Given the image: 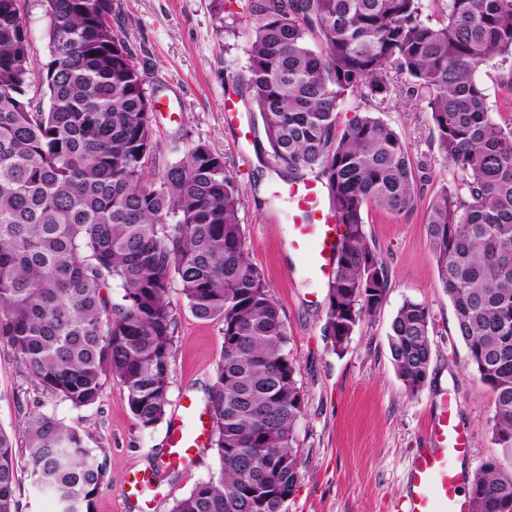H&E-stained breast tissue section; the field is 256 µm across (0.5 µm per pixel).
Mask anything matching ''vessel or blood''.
<instances>
[{"label": "vessel or blood", "instance_id": "1", "mask_svg": "<svg viewBox=\"0 0 512 512\" xmlns=\"http://www.w3.org/2000/svg\"><path fill=\"white\" fill-rule=\"evenodd\" d=\"M292 207L290 246L307 257L310 273L330 279L335 268L339 226L331 209L322 203L320 181L298 179L283 189ZM430 433L435 447L424 449L410 464L409 491L400 512H471L468 487L472 473L467 466L472 456L471 432L460 419V405L449 398L442 401ZM210 436L205 407L185 396L171 418L162 468H178L193 462Z\"/></svg>", "mask_w": 512, "mask_h": 512}]
</instances>
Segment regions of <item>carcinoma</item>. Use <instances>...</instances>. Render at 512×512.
Returning a JSON list of instances; mask_svg holds the SVG:
<instances>
[{"mask_svg":"<svg viewBox=\"0 0 512 512\" xmlns=\"http://www.w3.org/2000/svg\"><path fill=\"white\" fill-rule=\"evenodd\" d=\"M42 2L51 61L37 75L20 0H0V341L41 394L86 407L114 379L152 428L169 404L178 285L196 318L222 323L223 350L206 401L219 469L171 512H284L302 477L305 398L280 308L249 260L238 182L205 144L149 179L153 104L112 26L115 0ZM429 3L436 24L424 0H247L246 90L274 160L292 179L318 177L344 229L323 326L338 353L390 288L365 209L410 210L421 180L395 129L368 110L343 126L338 114L350 96L386 101L401 79L426 102L438 152L463 174L428 205L430 247L502 450L474 473L473 512H512V126L492 119L477 79L512 59V0ZM37 82L46 111L28 96ZM112 280L118 303L103 294ZM430 322L406 299L391 323L410 392L428 376ZM24 437L34 484L60 512H93L107 470L89 435L34 410ZM18 469L0 429V512H19Z\"/></svg>","mask_w":512,"mask_h":512,"instance_id":"carcinoma-1","label":"carcinoma"}]
</instances>
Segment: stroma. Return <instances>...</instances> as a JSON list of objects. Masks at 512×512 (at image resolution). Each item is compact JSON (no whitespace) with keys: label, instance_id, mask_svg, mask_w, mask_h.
<instances>
[{"label":"stroma","instance_id":"obj_1","mask_svg":"<svg viewBox=\"0 0 512 512\" xmlns=\"http://www.w3.org/2000/svg\"><path fill=\"white\" fill-rule=\"evenodd\" d=\"M112 20L128 43L154 101L155 151L149 178L183 159L199 143L223 156L241 194L240 219L250 261L262 269L288 327V348L297 361L305 415L296 431L304 461L296 492L285 512H397L406 491L412 455L430 447L428 426L443 398H455L472 431V467L499 455L490 419L493 395L466 364L455 334L453 306L444 292L426 230L427 206L443 185L462 173L437 151L424 102L392 96L373 106L375 117L403 138L423 176L413 207L393 214L377 207L364 212L365 230L390 271L382 309L356 326L347 348L335 352L323 334L328 284L306 270L303 254L288 244L289 203L280 188L286 180L267 150L258 114L244 112L253 130L239 140L224 120V99L243 90L247 49L255 25L228 0H116ZM30 54L41 65L50 59L48 20L40 0H21ZM512 60H492L478 74L496 122L512 124ZM424 303L431 314L432 359L422 388L407 391L398 378L387 343L392 319L405 299ZM176 355L169 406L185 395L205 399L223 347L222 325L195 318L179 294H172ZM53 412L104 449L107 480L94 512H170L196 483L214 474V448L200 449L190 466L157 471L166 447L167 422L141 429L126 403L123 386L107 381L99 400L75 408L40 397L23 376L12 352L0 343V428L24 448V422L33 409ZM154 478L140 503H123L122 490L135 473Z\"/></svg>","mask_w":512,"mask_h":512}]
</instances>
